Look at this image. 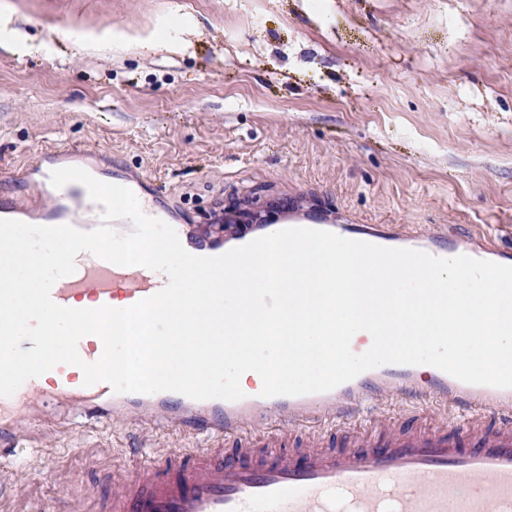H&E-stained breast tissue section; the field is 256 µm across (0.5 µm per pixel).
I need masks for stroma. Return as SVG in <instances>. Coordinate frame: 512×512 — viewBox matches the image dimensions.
I'll return each instance as SVG.
<instances>
[{
    "label": "stroma",
    "instance_id": "1",
    "mask_svg": "<svg viewBox=\"0 0 512 512\" xmlns=\"http://www.w3.org/2000/svg\"><path fill=\"white\" fill-rule=\"evenodd\" d=\"M0 3L2 200L35 202L53 148L78 145L100 180L143 178L196 239L294 206L512 252V0ZM106 30L122 47L77 39ZM136 440L58 418L0 466V512H99L113 478L192 445Z\"/></svg>",
    "mask_w": 512,
    "mask_h": 512
}]
</instances>
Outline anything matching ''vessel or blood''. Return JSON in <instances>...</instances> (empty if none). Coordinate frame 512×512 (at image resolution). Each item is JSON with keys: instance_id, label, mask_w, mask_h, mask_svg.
Here are the masks:
<instances>
[{"instance_id": "1", "label": "vessel or blood", "mask_w": 512, "mask_h": 512, "mask_svg": "<svg viewBox=\"0 0 512 512\" xmlns=\"http://www.w3.org/2000/svg\"><path fill=\"white\" fill-rule=\"evenodd\" d=\"M68 204L52 209L0 203V212L26 214L31 224H70L91 231L103 205L86 188L70 184ZM293 227L329 229L342 237L389 248H410L440 258L467 255L512 265V253L447 232H385L365 225H324L321 218L289 213ZM168 282L141 266H118L84 252L73 274L58 280V305L125 308ZM82 371L60 364L0 397V446L16 447L47 420L37 405L50 401L71 413L70 422L120 419L217 441L231 459L212 449L184 448L179 463L149 466L125 481L108 512H512V388L469 384L429 365H382L334 389L301 396H260L197 401L175 392L114 393L105 383L84 385ZM436 398L455 421L427 428H387L363 423L383 400ZM307 435L304 463L295 466L283 447L289 434Z\"/></svg>"}]
</instances>
